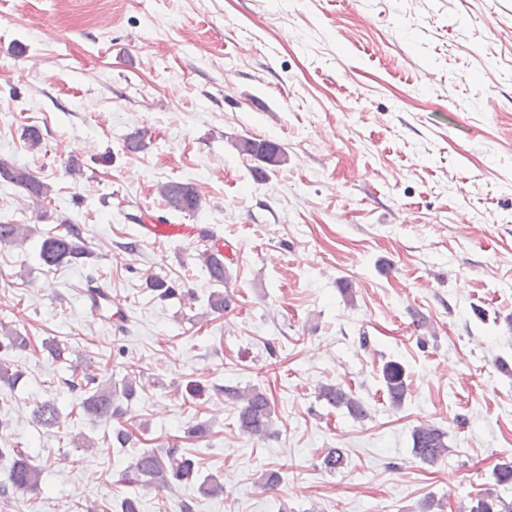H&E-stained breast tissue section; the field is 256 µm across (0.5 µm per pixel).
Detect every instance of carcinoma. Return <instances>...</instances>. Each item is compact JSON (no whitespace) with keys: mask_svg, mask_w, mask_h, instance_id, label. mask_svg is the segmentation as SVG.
I'll list each match as a JSON object with an SVG mask.
<instances>
[{"mask_svg":"<svg viewBox=\"0 0 512 512\" xmlns=\"http://www.w3.org/2000/svg\"><path fill=\"white\" fill-rule=\"evenodd\" d=\"M237 152L250 157L260 165L254 168V175L265 178L268 173L288 161V153L282 144L254 137H239L233 142ZM0 180L21 188L27 197L39 202L49 197L50 185L34 175L29 169L0 160ZM159 196L169 211L178 214L193 215L202 205L203 198L191 183L168 181L157 187ZM63 231L49 232L43 236L39 258L48 268L71 265L87 255L82 229L67 220L61 221ZM34 233L33 227L24 224L0 223V243L18 244ZM217 239L215 231L208 229L203 234L204 250L201 253L204 267L211 283L220 287L228 283L230 271L224 264V255L212 250L211 242ZM148 288L157 298L166 300L175 295V288L163 278L149 280ZM207 305L210 312L219 313L229 309L231 298L220 290L210 292ZM30 346L27 337L16 330L5 333L0 340V350H24ZM386 398L390 406L400 407L409 390L408 375L405 367L398 361L387 362L382 370ZM72 390L82 392L80 408L82 415L106 420L125 414L124 405L137 399L141 386L137 377L129 374L120 383L110 380L100 383L98 376L84 372L81 378L68 382ZM224 396L237 406V424L240 432L253 440H262L274 434L275 408L267 391L259 385L240 389L224 387ZM316 398L325 401L336 409H344L357 422L370 418L368 405L349 387L341 383L322 382L316 388ZM36 424L51 427L59 416V409L53 401L35 403L32 409ZM412 451L416 458L428 464H435L448 456V432L430 423H424L412 431ZM10 459L9 482L0 487V499L10 503L15 494L35 490L40 484L42 469L29 462V458L12 448H0V459ZM326 471L334 473L344 465V456L340 449L330 448L322 459ZM123 480L128 484L154 490H165L176 482H200L199 492L208 497L224 494V485L213 476L199 479L196 461L181 452L179 448H168L163 452L144 450L135 454L123 472ZM447 502L430 495L419 501L414 512H446ZM462 512H512L491 489L478 492L470 499L469 506Z\"/></svg>","mask_w":512,"mask_h":512,"instance_id":"carcinoma-1","label":"carcinoma"}]
</instances>
